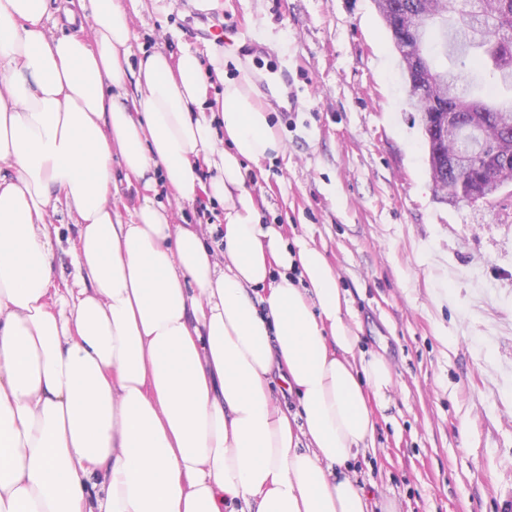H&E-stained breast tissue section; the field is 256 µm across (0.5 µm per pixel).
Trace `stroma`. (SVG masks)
<instances>
[{
	"mask_svg": "<svg viewBox=\"0 0 512 512\" xmlns=\"http://www.w3.org/2000/svg\"><path fill=\"white\" fill-rule=\"evenodd\" d=\"M215 24L260 31L267 53L247 67L243 43L225 47L211 94L282 65L299 94L293 121L269 113L283 154L245 165L263 223L324 251L360 349L393 371L360 484L400 512H497L512 491V182L475 207L436 197L373 0H142L133 47L204 51Z\"/></svg>",
	"mask_w": 512,
	"mask_h": 512,
	"instance_id": "stroma-1",
	"label": "stroma"
}]
</instances>
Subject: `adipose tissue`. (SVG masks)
Wrapping results in <instances>:
<instances>
[{"mask_svg":"<svg viewBox=\"0 0 512 512\" xmlns=\"http://www.w3.org/2000/svg\"><path fill=\"white\" fill-rule=\"evenodd\" d=\"M79 2L54 36L51 0H0V512H370L347 467L392 371L324 253L260 220L266 111L210 97L198 50L131 63L128 7ZM163 186L223 207L221 249ZM52 223L59 227L61 236L60 249L58 251V258L63 263L64 267L69 265L70 257L67 254L68 244L67 239L73 238L76 232V227L73 225L72 220L68 217L67 213L60 212L52 216Z\"/></svg>","mask_w":512,"mask_h":512,"instance_id":"ef3b65f1","label":"adipose tissue"}]
</instances>
